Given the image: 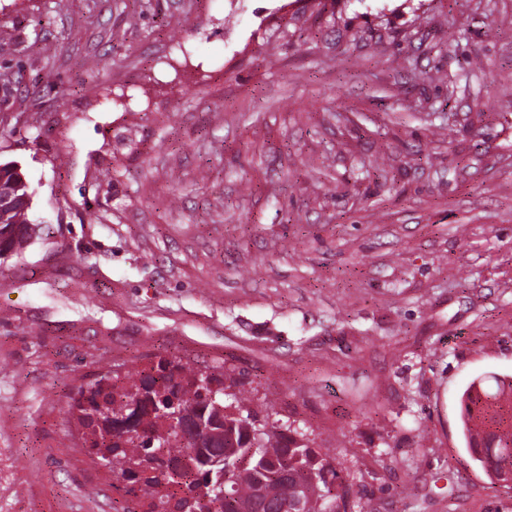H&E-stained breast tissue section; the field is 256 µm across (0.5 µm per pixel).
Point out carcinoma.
<instances>
[{
    "mask_svg": "<svg viewBox=\"0 0 512 512\" xmlns=\"http://www.w3.org/2000/svg\"><path fill=\"white\" fill-rule=\"evenodd\" d=\"M0 255L30 243L31 197L14 162L0 164ZM472 381L460 397L466 450L493 482L512 474V377ZM122 404L123 418L109 415ZM180 413L179 424L172 415ZM82 448L112 455V490L122 512H352L353 484L335 465L338 449L317 448L271 414L259 416L228 391L223 373L161 358L131 374L109 370L77 389L68 409ZM230 473L227 495L198 493Z\"/></svg>",
    "mask_w": 512,
    "mask_h": 512,
    "instance_id": "1",
    "label": "carcinoma"
}]
</instances>
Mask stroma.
Instances as JSON below:
<instances>
[{
	"instance_id": "stroma-1",
	"label": "stroma",
	"mask_w": 512,
	"mask_h": 512,
	"mask_svg": "<svg viewBox=\"0 0 512 512\" xmlns=\"http://www.w3.org/2000/svg\"><path fill=\"white\" fill-rule=\"evenodd\" d=\"M11 161L0 512H113L66 411L162 356L342 442L364 512H512L459 421L512 375V0H0ZM21 175L15 162L0 164L1 196H11L8 203H4V197L0 201V259L4 253L3 258L18 253V242L29 244L35 233L30 228L28 219L29 205L24 208L20 204H14L15 199L24 197L31 201L28 183Z\"/></svg>"
}]
</instances>
